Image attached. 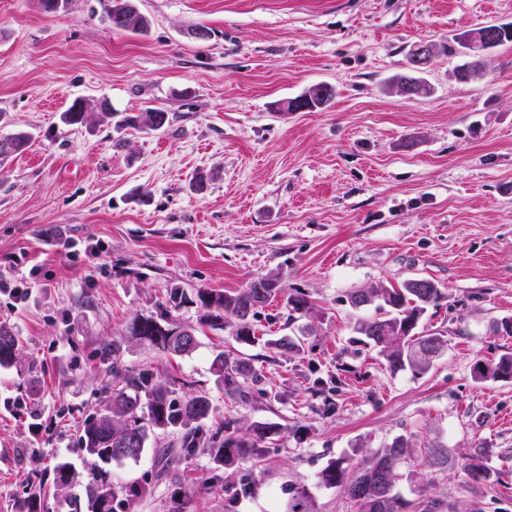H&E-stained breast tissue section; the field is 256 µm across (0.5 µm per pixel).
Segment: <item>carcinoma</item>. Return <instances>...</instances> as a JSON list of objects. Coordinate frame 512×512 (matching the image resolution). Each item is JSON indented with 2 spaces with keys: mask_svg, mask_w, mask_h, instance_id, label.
Masks as SVG:
<instances>
[{
  "mask_svg": "<svg viewBox=\"0 0 512 512\" xmlns=\"http://www.w3.org/2000/svg\"><path fill=\"white\" fill-rule=\"evenodd\" d=\"M136 0H109L105 8L112 27L132 33L149 30V20L141 12L130 8ZM484 63L466 56L457 66L456 76L468 83L483 76ZM334 89L319 83L303 94L287 100L290 112H315L333 97ZM83 100L76 99L60 114L65 126H85L97 119L112 116L110 104L103 100L99 110L86 112ZM168 123L167 112L152 108L137 115H126L120 125L148 130H160ZM29 135L17 132L0 137V168L20 152L28 143ZM282 292L277 279L264 276L252 280L237 292H218L198 289L194 299H189L183 288L173 286L167 292V303L172 309L191 302L202 311L200 323L212 330H221L236 342L255 346L261 342L253 322L257 309L268 305ZM447 299L438 284L428 278H414L400 286L377 285L350 295L352 306L359 309L374 306L375 313L353 319L352 331L355 342L374 350L393 372L410 371L413 375H425L434 362L443 355L448 342L439 332L417 331L423 315L430 308H438ZM287 306L291 314L306 313L310 302L303 293L290 295ZM181 324L170 314L161 317L136 315L127 327V338L136 343H146L171 356L181 357L190 351L172 344L173 336ZM19 337L13 331L0 326V368L11 367L16 359ZM121 344L104 346L98 353L106 371L118 378L115 387L101 390L102 410L84 420L79 428L78 444L90 463V470L83 485L82 500L87 512H112V501L119 493L132 498L140 493L134 487L122 488L112 483L106 466L112 462L136 460L146 448L149 433L158 430L177 436L180 451L193 454L206 450L212 461L226 470L237 469L247 462H259L269 453V435L274 429L270 423L240 424L236 419L212 424L215 407L206 392L190 397L176 395L173 377L169 381L157 378L154 367L127 368L121 358ZM211 371L215 383L224 395L247 401L255 395L265 394L259 388L260 376L251 362L245 358L218 353ZM472 379L483 383L512 379V355L503 354L491 360H479L472 369ZM138 437L139 447L126 448L123 440L128 433ZM410 448L408 441L396 438L390 445L365 455L354 467L345 466V460L332 459L320 471L318 485L340 488L352 502L356 512H405L409 502L395 491L397 469ZM484 451L473 449L468 467L469 476L476 482L486 481L490 473L482 465ZM73 481L72 466L59 460L53 467V483L64 489ZM286 512H316L314 497L306 485L288 490Z\"/></svg>",
  "mask_w": 512,
  "mask_h": 512,
  "instance_id": "cac0c4a2",
  "label": "carcinoma"
}]
</instances>
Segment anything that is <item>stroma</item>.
Wrapping results in <instances>:
<instances>
[{"instance_id": "stroma-1", "label": "stroma", "mask_w": 512, "mask_h": 512, "mask_svg": "<svg viewBox=\"0 0 512 512\" xmlns=\"http://www.w3.org/2000/svg\"><path fill=\"white\" fill-rule=\"evenodd\" d=\"M137 5L148 33L112 28L100 0L55 14L0 0V131L31 135L0 170V279L32 286L23 306L0 294V325L19 338L15 367L0 369V512L51 483L61 457L76 484L48 504L69 512L89 468L76 431L100 408L97 354L112 342L125 365L176 377L178 395L206 392L221 416L273 424L275 442L233 472L202 450L165 469L147 446L113 463V483L145 490L114 512H283L298 483L317 512H354L319 472L399 437L416 445L398 470L404 499L424 490L447 512H512V381L471 377L475 360L512 354V43L468 84L443 51L459 32L512 24V0ZM421 42L440 48L422 74L432 92L408 99L390 83ZM318 83L335 89L326 107L277 111ZM78 98L161 108L169 122L61 125ZM71 239L101 250L71 255ZM264 275L311 303L294 324L307 331L300 352L275 345L290 328L284 296L261 309L253 347L207 329L173 359L125 340L133 316L164 310L171 284L234 292ZM417 277L448 293L421 321L448 347L416 378L354 343L349 296ZM219 349L250 359L268 397L225 396L210 371ZM430 444L447 449V468L426 464ZM474 448L491 473L481 484L467 470Z\"/></svg>"}]
</instances>
